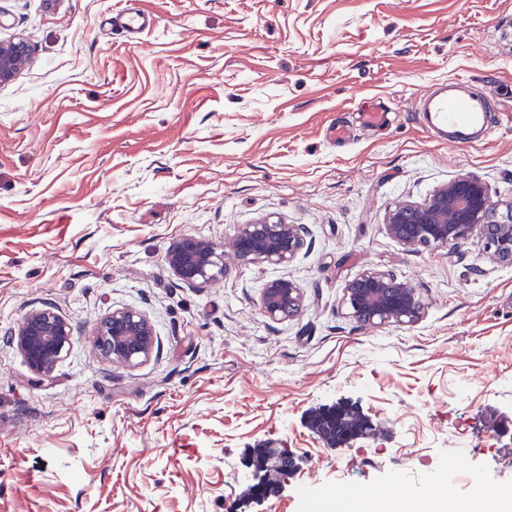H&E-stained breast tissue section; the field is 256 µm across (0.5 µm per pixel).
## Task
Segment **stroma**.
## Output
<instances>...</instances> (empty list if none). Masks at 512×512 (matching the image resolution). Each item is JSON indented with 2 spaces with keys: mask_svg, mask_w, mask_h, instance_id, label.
I'll return each instance as SVG.
<instances>
[{
  "mask_svg": "<svg viewBox=\"0 0 512 512\" xmlns=\"http://www.w3.org/2000/svg\"><path fill=\"white\" fill-rule=\"evenodd\" d=\"M156 24L133 38L117 14ZM32 60L0 86V512H300L344 487L421 501L512 494V265L480 238L406 251L386 212L461 174L512 222V0H0ZM466 77L497 107L475 147L430 141L414 101ZM390 108L381 128L356 107ZM352 127L337 149L325 132ZM263 215L307 227L286 266L231 262L204 287L164 254ZM412 281L411 323L342 303L366 269ZM303 308L259 310L268 280ZM53 306L73 347L48 375L7 340ZM134 308L158 345L124 367L92 330ZM365 434L328 444L335 407ZM297 469L248 503L251 449ZM260 311L272 321H286L296 317L303 307L302 288L288 278L267 282L260 296Z\"/></svg>",
  "mask_w": 512,
  "mask_h": 512,
  "instance_id": "35a3bbf8",
  "label": "stroma"
}]
</instances>
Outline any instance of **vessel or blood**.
I'll return each mask as SVG.
<instances>
[{"instance_id": "vessel-or-blood-1", "label": "vessel or blood", "mask_w": 512, "mask_h": 512, "mask_svg": "<svg viewBox=\"0 0 512 512\" xmlns=\"http://www.w3.org/2000/svg\"><path fill=\"white\" fill-rule=\"evenodd\" d=\"M415 111L422 132L444 145L484 143L496 123L491 99L472 91L465 78L434 83L417 99Z\"/></svg>"}]
</instances>
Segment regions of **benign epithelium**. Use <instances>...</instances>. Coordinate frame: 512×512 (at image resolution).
I'll return each instance as SVG.
<instances>
[{
    "label": "benign epithelium",
    "instance_id": "obj_1",
    "mask_svg": "<svg viewBox=\"0 0 512 512\" xmlns=\"http://www.w3.org/2000/svg\"><path fill=\"white\" fill-rule=\"evenodd\" d=\"M31 58L28 43L21 38L0 40V85L15 80ZM491 203L485 185L460 175L439 186L423 203L404 202L385 216L388 234L408 249H436L469 239L480 232L490 255L512 264V224L491 221ZM303 224H285L271 216L238 225L226 252L214 242L191 235L173 242L164 260L171 272L190 285L208 282L226 269V259L248 264L284 266L295 260L305 243ZM343 304L361 323H409L420 314L416 288L396 275L370 269L347 283ZM260 311L272 321L296 317L303 307L302 288L288 278L267 282L260 296ZM10 342L36 372L54 371L70 348L73 327L51 306L27 313L9 332ZM95 346L110 362L130 366L147 360L157 336L151 321L140 311H113L96 326ZM329 433L352 439L358 429L336 412L329 420Z\"/></svg>",
    "mask_w": 512,
    "mask_h": 512
}]
</instances>
